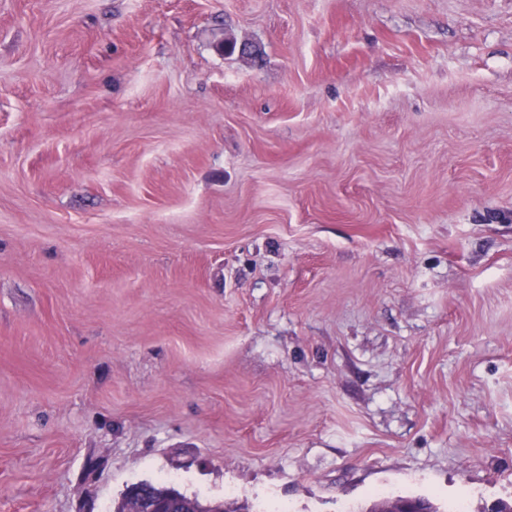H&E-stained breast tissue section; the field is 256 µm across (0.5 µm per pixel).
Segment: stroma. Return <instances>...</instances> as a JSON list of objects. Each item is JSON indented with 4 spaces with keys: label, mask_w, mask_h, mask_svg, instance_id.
Listing matches in <instances>:
<instances>
[{
    "label": "stroma",
    "mask_w": 512,
    "mask_h": 512,
    "mask_svg": "<svg viewBox=\"0 0 512 512\" xmlns=\"http://www.w3.org/2000/svg\"><path fill=\"white\" fill-rule=\"evenodd\" d=\"M139 482L512 503V0H0V512Z\"/></svg>",
    "instance_id": "1"
}]
</instances>
